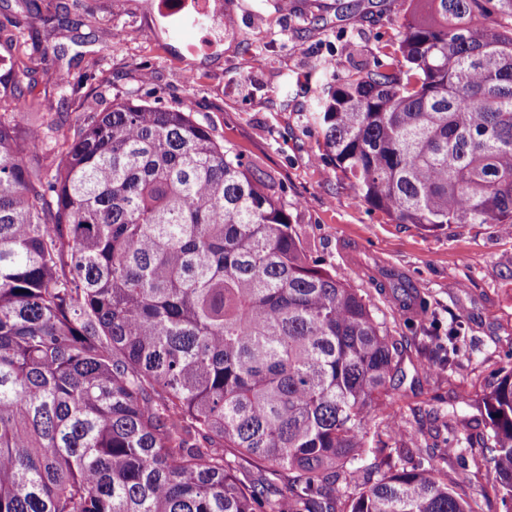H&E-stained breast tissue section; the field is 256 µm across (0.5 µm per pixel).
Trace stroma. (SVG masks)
I'll return each instance as SVG.
<instances>
[{
	"label": "stroma",
	"instance_id": "35a3bbf8",
	"mask_svg": "<svg viewBox=\"0 0 512 512\" xmlns=\"http://www.w3.org/2000/svg\"><path fill=\"white\" fill-rule=\"evenodd\" d=\"M37 3L41 20L29 18ZM152 0H0V28L23 30L20 52L0 46L11 67L32 69L31 107L21 128L44 113L64 124L88 107L126 101L178 108L193 97L195 120L218 141L271 174L304 245L358 288L390 334L402 339L397 409L416 437L413 461L436 454L449 485L481 512H501V493L482 466L459 480L446 454L449 429L479 440L487 418L479 397L512 350V236L498 224L438 228L398 224L361 202L306 115L322 65L337 76L386 60L397 43L402 0H223L231 33L217 53L187 56L193 29L164 33ZM126 31L124 41L113 30ZM67 79L68 94L51 83ZM416 288L425 308L402 311L381 292L383 273ZM462 321L467 343L451 372H424L428 337Z\"/></svg>",
	"mask_w": 512,
	"mask_h": 512
}]
</instances>
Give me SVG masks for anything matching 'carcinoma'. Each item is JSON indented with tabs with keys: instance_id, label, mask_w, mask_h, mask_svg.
Returning <instances> with one entry per match:
<instances>
[{
	"instance_id": "1",
	"label": "carcinoma",
	"mask_w": 512,
	"mask_h": 512,
	"mask_svg": "<svg viewBox=\"0 0 512 512\" xmlns=\"http://www.w3.org/2000/svg\"><path fill=\"white\" fill-rule=\"evenodd\" d=\"M396 57L309 112L398 224L512 228V0H404ZM0 96V512H475L399 442L398 343L275 179L184 109L21 134ZM453 371L464 327L433 336ZM481 460L512 512V353ZM388 407L368 438L372 411ZM362 476L353 491L339 482Z\"/></svg>"
}]
</instances>
